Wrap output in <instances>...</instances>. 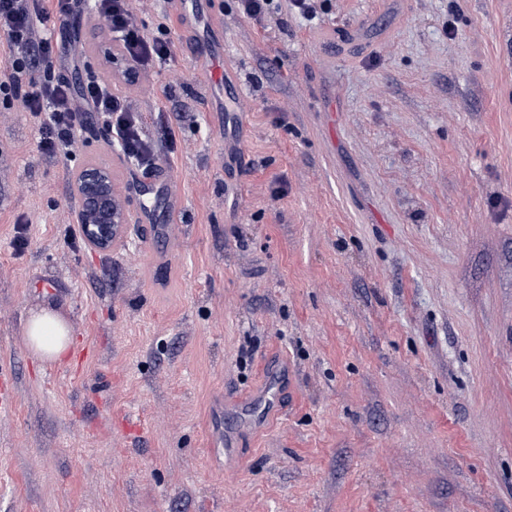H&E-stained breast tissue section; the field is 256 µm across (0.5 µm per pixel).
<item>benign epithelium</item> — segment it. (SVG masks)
Instances as JSON below:
<instances>
[{"label": "benign epithelium", "instance_id": "7a95c632", "mask_svg": "<svg viewBox=\"0 0 512 512\" xmlns=\"http://www.w3.org/2000/svg\"><path fill=\"white\" fill-rule=\"evenodd\" d=\"M79 206L74 223L82 226L85 242L108 251L126 235L128 211L125 198L111 172L100 166H85L75 184Z\"/></svg>", "mask_w": 512, "mask_h": 512}]
</instances>
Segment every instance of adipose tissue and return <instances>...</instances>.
I'll return each mask as SVG.
<instances>
[{"mask_svg":"<svg viewBox=\"0 0 512 512\" xmlns=\"http://www.w3.org/2000/svg\"><path fill=\"white\" fill-rule=\"evenodd\" d=\"M73 328L55 309L30 311L23 332L27 350L42 361L58 362L69 353Z\"/></svg>","mask_w":512,"mask_h":512,"instance_id":"adipose-tissue-1","label":"adipose tissue"}]
</instances>
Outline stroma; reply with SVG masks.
<instances>
[{"mask_svg": "<svg viewBox=\"0 0 512 512\" xmlns=\"http://www.w3.org/2000/svg\"><path fill=\"white\" fill-rule=\"evenodd\" d=\"M194 6L190 32L141 12L174 51L117 85L176 128L144 173L180 197L168 266L133 221L65 240L79 169L129 170L106 126L61 160L0 112V512H512V0ZM44 305L75 329L52 365L22 340ZM275 363L288 392L225 477L211 405Z\"/></svg>", "mask_w": 512, "mask_h": 512, "instance_id": "stroma-1", "label": "stroma"}]
</instances>
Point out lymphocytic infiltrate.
<instances>
[{
    "instance_id": "1",
    "label": "lymphocytic infiltrate",
    "mask_w": 512,
    "mask_h": 512,
    "mask_svg": "<svg viewBox=\"0 0 512 512\" xmlns=\"http://www.w3.org/2000/svg\"><path fill=\"white\" fill-rule=\"evenodd\" d=\"M81 0H0V36L9 50V64L0 70V102L6 108L32 114L38 123L43 152L68 157L89 117L107 126L113 141L139 171L152 169L160 146H173L172 126L161 127L157 138L147 137L141 116L101 73H86L80 89H72L56 68L66 55V40L57 34V20L72 15ZM94 16L120 38V58L131 60L126 83H137L156 61L168 58L170 39L147 35L131 0H94Z\"/></svg>"
}]
</instances>
